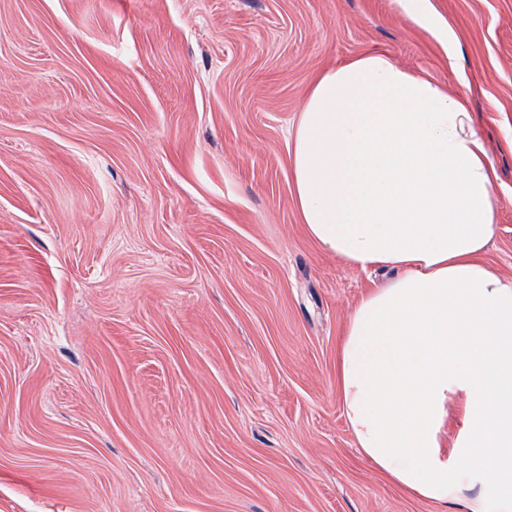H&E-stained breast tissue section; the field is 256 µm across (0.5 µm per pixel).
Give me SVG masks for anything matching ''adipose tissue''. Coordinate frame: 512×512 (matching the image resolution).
I'll list each match as a JSON object with an SVG mask.
<instances>
[{
	"instance_id": "ef3b65f1",
	"label": "adipose tissue",
	"mask_w": 512,
	"mask_h": 512,
	"mask_svg": "<svg viewBox=\"0 0 512 512\" xmlns=\"http://www.w3.org/2000/svg\"><path fill=\"white\" fill-rule=\"evenodd\" d=\"M301 221L359 271H388L340 339L363 457L444 512H512V279L483 255L497 174L463 97L380 51L317 76L288 140Z\"/></svg>"
}]
</instances>
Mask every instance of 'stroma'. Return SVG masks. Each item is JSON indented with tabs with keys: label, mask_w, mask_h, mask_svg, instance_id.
Instances as JSON below:
<instances>
[{
	"label": "stroma",
	"mask_w": 512,
	"mask_h": 512,
	"mask_svg": "<svg viewBox=\"0 0 512 512\" xmlns=\"http://www.w3.org/2000/svg\"><path fill=\"white\" fill-rule=\"evenodd\" d=\"M0 0V512H441L360 454L288 134L379 48L467 99L512 278V0ZM393 2L404 14L410 16L422 27L426 28L433 22L429 0H394Z\"/></svg>",
	"instance_id": "stroma-1"
}]
</instances>
